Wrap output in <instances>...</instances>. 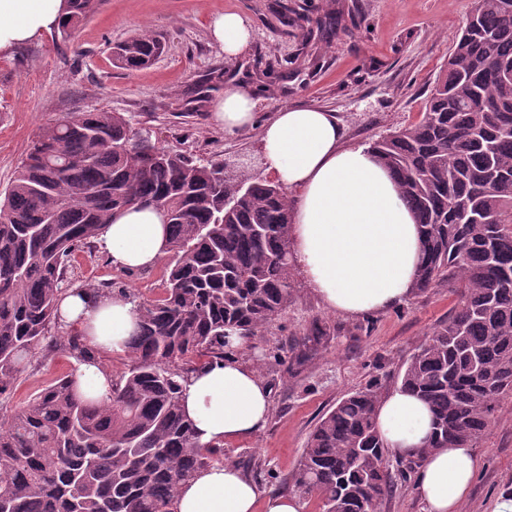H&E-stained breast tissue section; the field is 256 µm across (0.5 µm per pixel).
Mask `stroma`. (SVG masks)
<instances>
[{
  "mask_svg": "<svg viewBox=\"0 0 512 512\" xmlns=\"http://www.w3.org/2000/svg\"><path fill=\"white\" fill-rule=\"evenodd\" d=\"M471 0H101L68 42L45 32L0 54V192L11 183L40 129L65 114L120 112L171 149L228 163L248 158L265 176L258 130L228 138L211 119L209 102L188 89L223 74L258 91V119L285 104L335 113L344 144L370 145L418 121L434 81L466 22ZM233 11L253 29L244 54L225 58L208 32L212 14ZM339 15L338 28L323 26ZM153 30L163 54L140 70L113 61V47ZM164 265L126 272L99 251L81 252L73 282L92 288L117 282L153 298ZM293 299L251 348L236 351L271 391V413L255 440L227 443L225 458L268 494H294L310 433L347 394L369 385L398 387L418 344L447 322L458 304L450 288L413 294L406 304L365 318L326 310L302 274ZM328 329L301 358L298 339L313 324ZM75 364L63 353L35 356L10 394L18 405ZM478 469L462 512H493L512 498V392L501 396L490 429L473 444Z\"/></svg>",
  "mask_w": 512,
  "mask_h": 512,
  "instance_id": "1",
  "label": "stroma"
}]
</instances>
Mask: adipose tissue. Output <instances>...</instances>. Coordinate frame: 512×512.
<instances>
[{
    "label": "adipose tissue",
    "instance_id": "1",
    "mask_svg": "<svg viewBox=\"0 0 512 512\" xmlns=\"http://www.w3.org/2000/svg\"><path fill=\"white\" fill-rule=\"evenodd\" d=\"M67 13L66 0H0V53L30 43ZM211 39L226 57L248 49L253 30L236 12L214 15ZM252 88L225 84L211 107L228 137L259 127L267 171L299 189L291 228L294 266L329 311L366 317L407 303L421 263V231L389 172L371 147L345 146L333 113L285 105L258 123ZM164 216L130 209L104 225L95 243L113 266L142 270L166 255ZM59 322L78 329L103 354L123 352L136 327V303L113 294L91 296L71 288L59 295ZM181 405L202 446L248 442L266 426L270 390L256 368L237 358L217 360L182 383ZM378 430L391 455L418 454L431 433L428 403L397 389L381 401ZM477 471L471 445L431 451L420 463L416 488L425 512H461ZM174 512H302L297 497L262 495L232 463L198 471L178 490Z\"/></svg>",
    "mask_w": 512,
    "mask_h": 512
}]
</instances>
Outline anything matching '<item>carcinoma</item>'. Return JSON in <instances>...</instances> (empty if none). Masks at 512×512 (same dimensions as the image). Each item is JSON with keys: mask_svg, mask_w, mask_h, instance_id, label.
<instances>
[{"mask_svg": "<svg viewBox=\"0 0 512 512\" xmlns=\"http://www.w3.org/2000/svg\"><path fill=\"white\" fill-rule=\"evenodd\" d=\"M54 28L65 42L97 0H68ZM423 118L372 145L423 229L414 290L455 286L458 308L418 346L400 387L425 398L434 419L425 451L472 443L512 390V3L473 0ZM138 33L117 47L126 69L161 52ZM166 214L171 261L160 293L137 302L130 364L109 402L78 391L74 373L20 406L0 401V512H173L179 484L224 462L202 447L180 405L181 381L234 354L229 337H254L291 303L293 200L282 184L246 180L219 160L172 151L119 112H79L43 127L0 201V397L37 353L95 357L59 327L70 268L112 216ZM372 386L326 412L294 487L323 512H368L393 486L376 427Z\"/></svg>", "mask_w": 512, "mask_h": 512, "instance_id": "cac0c4a2", "label": "carcinoma"}]
</instances>
